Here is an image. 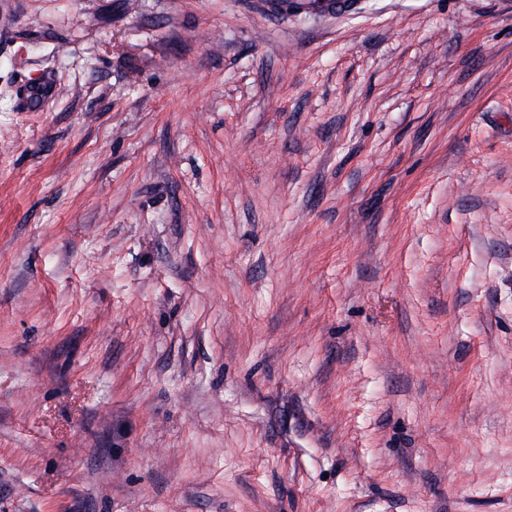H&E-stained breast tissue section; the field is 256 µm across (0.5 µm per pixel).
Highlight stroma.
Wrapping results in <instances>:
<instances>
[{
	"mask_svg": "<svg viewBox=\"0 0 512 512\" xmlns=\"http://www.w3.org/2000/svg\"><path fill=\"white\" fill-rule=\"evenodd\" d=\"M353 2L0 0V512H512V0Z\"/></svg>",
	"mask_w": 512,
	"mask_h": 512,
	"instance_id": "stroma-1",
	"label": "stroma"
}]
</instances>
